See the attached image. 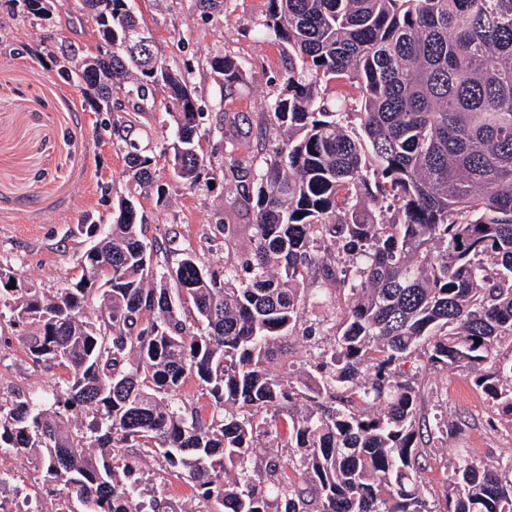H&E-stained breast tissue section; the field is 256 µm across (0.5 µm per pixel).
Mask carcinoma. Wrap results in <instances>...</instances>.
<instances>
[{
    "label": "carcinoma",
    "instance_id": "cac0c4a2",
    "mask_svg": "<svg viewBox=\"0 0 512 512\" xmlns=\"http://www.w3.org/2000/svg\"><path fill=\"white\" fill-rule=\"evenodd\" d=\"M94 2L99 54L49 49L56 75L97 112L116 91L134 118L163 105L174 175L189 190L222 176L252 223L216 225L224 264L191 250L172 264L127 196L109 227L88 222L69 287L12 289L0 262V320L35 327L29 359L67 374L50 405L0 397V452L35 460L52 512H166L143 500L130 448L207 506L185 512H512V456L461 451L445 508L429 506L421 389L405 369L466 370L512 427V0H269L264 27L301 66L261 113L270 149L255 170L200 152L194 70L160 56L131 0ZM23 7L41 18L53 4ZM206 68L222 103L240 67L215 54ZM332 83L358 106L327 97ZM135 127L114 120L110 137L123 176L160 202ZM327 290L344 317L306 324ZM299 328L311 369L289 360ZM189 378L202 407L182 397ZM277 416L293 456L257 464Z\"/></svg>",
    "mask_w": 512,
    "mask_h": 512
}]
</instances>
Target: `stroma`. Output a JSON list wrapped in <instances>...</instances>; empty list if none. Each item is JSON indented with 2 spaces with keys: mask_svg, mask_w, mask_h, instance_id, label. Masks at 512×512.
Returning a JSON list of instances; mask_svg holds the SVG:
<instances>
[{
  "mask_svg": "<svg viewBox=\"0 0 512 512\" xmlns=\"http://www.w3.org/2000/svg\"><path fill=\"white\" fill-rule=\"evenodd\" d=\"M133 7L162 56L194 69L204 124H215L221 110L238 118L237 141L216 134L203 140L204 150L230 151L243 163H260L256 118L284 94L288 65L282 46L262 28L268 0H225L223 12L214 15L204 14L195 0H134ZM44 40L58 52L79 58L89 53L97 31L84 17L81 0H59L46 20L24 17L22 0H0V259L16 279L52 292L81 274L77 259L90 244L84 220L111 223L118 196L127 192L121 178L124 154L113 146L107 122L127 116L130 105L119 93L111 113L92 109L82 87L60 80L49 57H35ZM217 53L235 59L243 72L242 82L226 96L205 66L206 57ZM156 177L168 183L167 199L158 200L151 192L135 198L147 220L148 241L193 250L207 266L223 263L224 238L217 225L248 221L227 195L223 178L211 188L188 190L162 157ZM27 341L22 328L0 324V395L51 400L52 385L62 383L65 374L56 367L34 366L26 355ZM420 375L422 414L462 424L459 431L434 440L424 474L426 497L439 508L449 449H466L493 464L512 456V430L497 426L487 398L463 371L424 369ZM1 464L10 481L0 496L26 499L41 512H53L55 500L45 493L30 460L13 453ZM140 468L148 485L163 483V497L173 512L194 503L191 485L173 475L160 476L152 457H142Z\"/></svg>",
  "mask_w": 512,
  "mask_h": 512,
  "instance_id": "stroma-1",
  "label": "stroma"
}]
</instances>
